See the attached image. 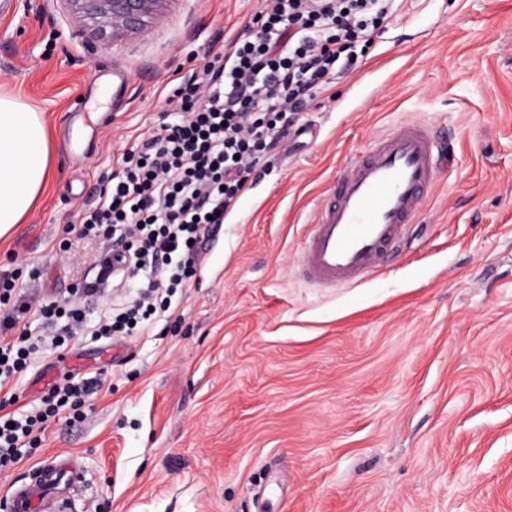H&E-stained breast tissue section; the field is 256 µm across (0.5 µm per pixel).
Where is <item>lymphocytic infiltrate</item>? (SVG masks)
Returning <instances> with one entry per match:
<instances>
[{
	"mask_svg": "<svg viewBox=\"0 0 512 512\" xmlns=\"http://www.w3.org/2000/svg\"><path fill=\"white\" fill-rule=\"evenodd\" d=\"M392 8L393 0H266L205 63L202 78L179 79L170 117L149 140L125 148L98 202L67 227L109 242L95 280L75 298L46 303L23 297L13 274H0V389L36 363L63 360L77 335L122 339L169 311L197 274L205 233L223 225L260 160L276 155L319 90L369 48ZM118 275L136 282L134 296L86 325L81 298ZM33 319L44 334L32 335ZM102 385L99 376L66 372L21 415L8 411L14 397L0 396V471L37 447L52 420H82Z\"/></svg>",
	"mask_w": 512,
	"mask_h": 512,
	"instance_id": "1",
	"label": "lymphocytic infiltrate"
}]
</instances>
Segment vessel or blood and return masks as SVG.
I'll return each mask as SVG.
<instances>
[{"mask_svg":"<svg viewBox=\"0 0 512 512\" xmlns=\"http://www.w3.org/2000/svg\"><path fill=\"white\" fill-rule=\"evenodd\" d=\"M443 150L430 128L402 123L371 143L336 178L304 245L311 284L335 288L386 265L440 173ZM79 472L54 459L9 493L11 512H66Z\"/></svg>","mask_w":512,"mask_h":512,"instance_id":"obj_1","label":"vessel or blood"}]
</instances>
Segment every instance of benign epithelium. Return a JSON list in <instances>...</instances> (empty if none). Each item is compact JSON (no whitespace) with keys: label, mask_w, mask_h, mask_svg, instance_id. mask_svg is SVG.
<instances>
[{"label":"benign epithelium","mask_w":512,"mask_h":512,"mask_svg":"<svg viewBox=\"0 0 512 512\" xmlns=\"http://www.w3.org/2000/svg\"><path fill=\"white\" fill-rule=\"evenodd\" d=\"M73 13L93 23L91 39L105 41L119 36L142 35L148 19L165 0H65Z\"/></svg>","instance_id":"1"}]
</instances>
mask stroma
Here are the masks:
<instances>
[{"label":"stroma","instance_id":"1","mask_svg":"<svg viewBox=\"0 0 512 512\" xmlns=\"http://www.w3.org/2000/svg\"><path fill=\"white\" fill-rule=\"evenodd\" d=\"M263 0H166L148 35L87 40L66 0L0 12V93L41 112L51 181L0 238V271L47 301L92 281L98 241L56 245L127 144L165 118ZM449 142L380 271L316 288L317 204L403 122ZM205 241L196 281L119 345L80 338L58 373L103 370L82 421L53 422L0 497L58 456L74 512H512V0H395L369 50L300 115Z\"/></svg>","mask_w":512,"mask_h":512}]
</instances>
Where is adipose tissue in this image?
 I'll return each instance as SVG.
<instances>
[{"instance_id":"1","label":"adipose tissue","mask_w":512,"mask_h":512,"mask_svg":"<svg viewBox=\"0 0 512 512\" xmlns=\"http://www.w3.org/2000/svg\"><path fill=\"white\" fill-rule=\"evenodd\" d=\"M51 152L41 113L0 94V238L14 230L44 192Z\"/></svg>"}]
</instances>
